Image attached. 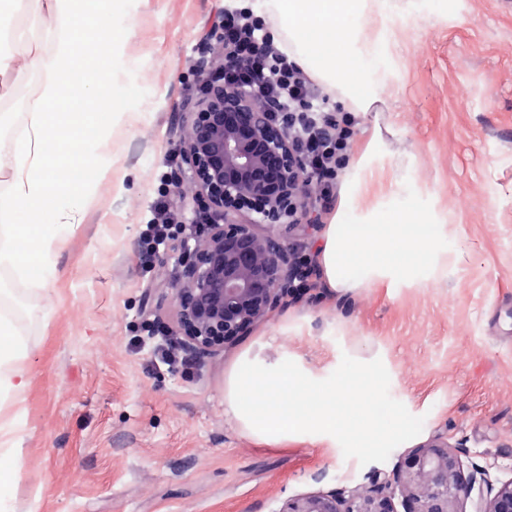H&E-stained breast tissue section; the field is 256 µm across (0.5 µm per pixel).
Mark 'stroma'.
Masks as SVG:
<instances>
[{
    "mask_svg": "<svg viewBox=\"0 0 512 512\" xmlns=\"http://www.w3.org/2000/svg\"><path fill=\"white\" fill-rule=\"evenodd\" d=\"M230 0H141L127 78L138 115L112 132L115 166L73 195L51 287L39 268L0 272V314L22 339L30 384L0 390V512H281L292 498L366 486L412 448L447 437L465 473L512 479V7L496 0H397L392 90L359 112L353 148L383 151L366 200L447 224L448 262L418 282L342 297L318 287L262 319L237 345L191 353L183 371L156 364L150 328L180 336L172 283L206 227L187 188L182 147L203 85L195 68L219 38ZM29 82L0 90L13 113L0 155L24 127ZM182 232L154 269L141 242L160 176ZM125 191H117V179ZM270 342L282 362L374 388L385 422L411 426L388 448L267 446L224 413V377L242 351Z\"/></svg>",
    "mask_w": 512,
    "mask_h": 512,
    "instance_id": "stroma-1",
    "label": "stroma"
}]
</instances>
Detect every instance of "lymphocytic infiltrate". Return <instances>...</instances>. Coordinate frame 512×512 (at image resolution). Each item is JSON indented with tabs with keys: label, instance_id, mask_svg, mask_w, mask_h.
Masks as SVG:
<instances>
[{
	"label": "lymphocytic infiltrate",
	"instance_id": "obj_1",
	"mask_svg": "<svg viewBox=\"0 0 512 512\" xmlns=\"http://www.w3.org/2000/svg\"><path fill=\"white\" fill-rule=\"evenodd\" d=\"M216 50L223 56L216 77L243 85L257 105H274L287 118L291 138L305 161L299 198L306 210L320 211L331 193L322 176L336 169L341 154L351 151L354 117L325 111L319 85L282 44L264 33L248 8L225 11Z\"/></svg>",
	"mask_w": 512,
	"mask_h": 512
}]
</instances>
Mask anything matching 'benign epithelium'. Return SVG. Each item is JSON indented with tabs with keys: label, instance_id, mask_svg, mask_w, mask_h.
Segmentation results:
<instances>
[{
	"label": "benign epithelium",
	"instance_id": "obj_1",
	"mask_svg": "<svg viewBox=\"0 0 512 512\" xmlns=\"http://www.w3.org/2000/svg\"><path fill=\"white\" fill-rule=\"evenodd\" d=\"M192 195L210 229L182 252L183 280L174 288L178 322L188 346L227 348L285 299L310 294L317 283L311 256L281 236L256 227L300 222L296 187L304 160L288 127L257 108L234 84L204 87L184 148ZM486 489L483 512H512V479L495 485L487 470L464 475L458 456L441 439L417 448L407 470L376 475L370 487L319 492L288 503L286 512H460L474 487Z\"/></svg>",
	"mask_w": 512,
	"mask_h": 512
}]
</instances>
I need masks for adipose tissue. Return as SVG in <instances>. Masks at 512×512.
Masks as SVG:
<instances>
[{
  "instance_id": "ef3b65f1",
  "label": "adipose tissue",
  "mask_w": 512,
  "mask_h": 512,
  "mask_svg": "<svg viewBox=\"0 0 512 512\" xmlns=\"http://www.w3.org/2000/svg\"><path fill=\"white\" fill-rule=\"evenodd\" d=\"M87 1L12 0L15 11L47 22L51 45L31 51L21 66L0 56V86L23 82L31 73L37 76L25 104L24 131L8 157L0 159V177L9 181L8 192L0 194V268L18 265L5 243L14 234L18 211H25L34 224L64 226L76 221L70 187L59 180L54 159L66 148L69 134L49 118L67 78L86 71L97 77L92 90L109 98L128 94L117 73L126 65L134 36L130 12L136 0H91L101 15L102 50L81 55L76 50L75 21ZM372 173L368 160L356 163L318 247L324 282L337 294H352L376 283L391 288L413 282L420 267L435 265L440 257L445 225L421 223L413 212L392 215L376 209L354 216L353 198ZM349 390V382L317 384L300 365L284 366L249 349L225 375L224 408L246 435L272 445L307 438L375 446L407 433L403 423L389 429L382 405L371 397L357 417L347 416Z\"/></svg>"
}]
</instances>
